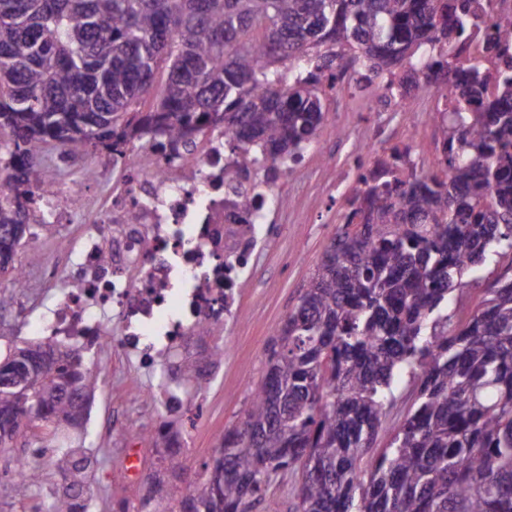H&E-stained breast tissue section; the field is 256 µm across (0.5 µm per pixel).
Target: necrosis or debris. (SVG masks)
I'll use <instances>...</instances> for the list:
<instances>
[{"label":"necrosis or debris","mask_w":512,"mask_h":512,"mask_svg":"<svg viewBox=\"0 0 512 512\" xmlns=\"http://www.w3.org/2000/svg\"><path fill=\"white\" fill-rule=\"evenodd\" d=\"M468 6L477 33L456 43L453 53L502 67L484 35L512 16V0H469ZM363 88L374 111L396 115H416V100L441 94L422 84L404 95L385 83ZM122 167L117 176L100 170L106 198L78 241L77 262L59 272L67 289L33 329L93 352L116 344L154 366L173 350H188L203 326L234 315L236 288L265 238L267 212L257 210L251 223L237 224L231 204L244 195L274 197L281 185L263 173L244 182L220 129L179 163H169L164 150L135 148ZM108 310L113 319L105 318Z\"/></svg>","instance_id":"necrosis-or-debris-1"}]
</instances>
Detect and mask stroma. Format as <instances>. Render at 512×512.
Masks as SVG:
<instances>
[{
    "label": "stroma",
    "mask_w": 512,
    "mask_h": 512,
    "mask_svg": "<svg viewBox=\"0 0 512 512\" xmlns=\"http://www.w3.org/2000/svg\"><path fill=\"white\" fill-rule=\"evenodd\" d=\"M328 113L307 150L302 173L288 185V207L270 212L266 243L254 257L249 276L237 296V317L225 320L219 337L203 336L204 350L222 345L224 356L209 378L181 374L185 407L170 412L147 400L159 385L155 371L121 351H105L94 360L97 388L85 430L84 447L94 461L88 485L90 512H112V505L126 500L137 512L147 478L158 471L151 450L156 429L171 422L181 431L186 469L180 477L163 474L167 496L157 499L156 512H175L182 498L198 493L207 465L226 429L238 426L253 393L266 371L267 349L276 330L293 308L300 290L320 264L347 208L354 182L342 178L343 158L352 145L367 136L368 99L358 88L343 86L327 101ZM434 125L395 117L384 127L381 152L399 146L415 147L423 164L436 155ZM85 213L59 225V239H23L15 254L16 265L36 273L28 292L10 285V275H0V294L12 304L0 309V352L14 343L33 341L32 325L60 292L57 281L42 278L43 270L59 264L64 254L60 238L77 239L84 232ZM63 438L17 442L12 453H0V483L9 496L0 498V512H30L47 496L61 489L62 475L52 459ZM25 458L42 472L40 488L16 478L17 458Z\"/></svg>",
    "instance_id": "stroma-1"
}]
</instances>
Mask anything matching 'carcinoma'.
<instances>
[{
  "label": "carcinoma",
  "instance_id": "1",
  "mask_svg": "<svg viewBox=\"0 0 512 512\" xmlns=\"http://www.w3.org/2000/svg\"><path fill=\"white\" fill-rule=\"evenodd\" d=\"M464 0H0V270L58 179L47 157L180 147L224 128L247 179L303 158L335 71L414 82L396 69L424 43L474 31ZM512 52V21L488 34ZM166 77L155 85L159 71ZM424 80L445 87L435 172L404 174L409 147L355 179L343 224L268 349L244 420L224 431L203 489L179 512H254L281 472L293 512H512V277L467 312L452 294L512 252V67L490 74L445 51ZM0 386V453L25 420L79 428L97 377L74 351ZM415 398L375 447L396 384ZM166 469H184L163 429ZM69 483L35 512H86L93 459L59 449Z\"/></svg>",
  "mask_w": 512,
  "mask_h": 512
}]
</instances>
